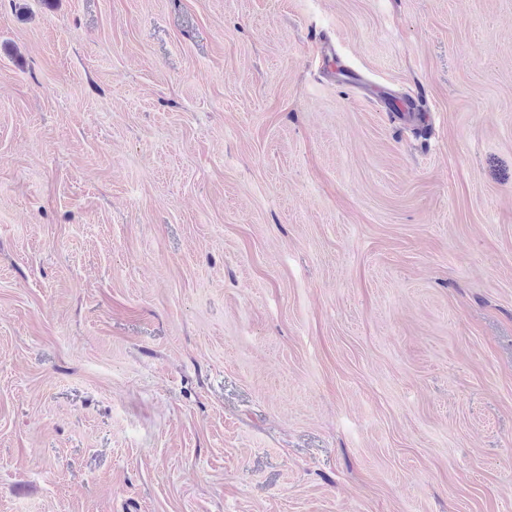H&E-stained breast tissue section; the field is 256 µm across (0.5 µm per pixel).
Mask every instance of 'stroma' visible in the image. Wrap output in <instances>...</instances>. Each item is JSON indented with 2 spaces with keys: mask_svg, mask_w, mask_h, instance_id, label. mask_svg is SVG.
Here are the masks:
<instances>
[{
  "mask_svg": "<svg viewBox=\"0 0 512 512\" xmlns=\"http://www.w3.org/2000/svg\"><path fill=\"white\" fill-rule=\"evenodd\" d=\"M0 512H512V0H0Z\"/></svg>",
  "mask_w": 512,
  "mask_h": 512,
  "instance_id": "1",
  "label": "stroma"
}]
</instances>
